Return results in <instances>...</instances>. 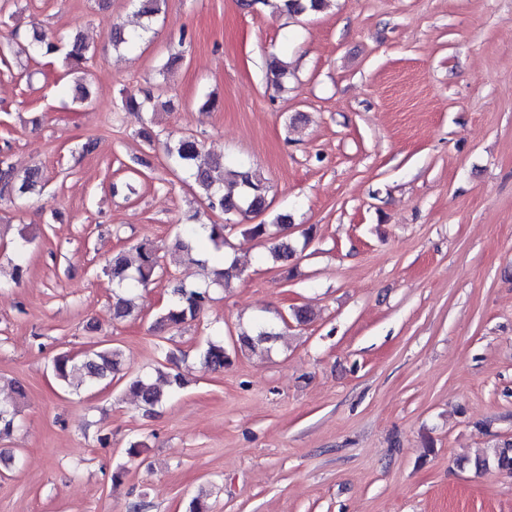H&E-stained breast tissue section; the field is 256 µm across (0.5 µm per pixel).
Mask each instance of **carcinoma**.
Listing matches in <instances>:
<instances>
[{"instance_id": "1", "label": "carcinoma", "mask_w": 512, "mask_h": 512, "mask_svg": "<svg viewBox=\"0 0 512 512\" xmlns=\"http://www.w3.org/2000/svg\"><path fill=\"white\" fill-rule=\"evenodd\" d=\"M272 12L295 16L306 12H320L328 6L329 0H257ZM65 43L67 50L63 60L68 71L81 68L87 60L88 47L80 37L75 35L67 38L61 34L50 37L37 32L21 51L28 54L51 55L60 50L59 43ZM121 106L137 112H148L155 108L152 92L148 89L140 94L119 91ZM166 155L173 165L189 175L193 181L195 199L208 210L224 215L228 220L235 215L257 213L268 207V187L261 174L243 162H227L224 157L202 152L195 139L183 137L165 146ZM42 173L34 168L20 177L8 155H0V198L23 197L41 184ZM238 228V224H205L203 229L207 235L212 252H224L227 243L226 233ZM243 233L259 238L268 247L274 262L284 267L295 254L288 241L281 239L271 231L269 224H248ZM197 237V227L189 224L178 232L171 245V251L191 255L192 241ZM31 238L26 234L19 235L16 243L15 263L10 272V279L18 282L23 269L24 259ZM162 259L159 249L151 242H141L128 250L112 253L103 274L115 281L118 292L113 295L112 309L115 317L122 319L134 310L133 293L138 288H145L160 280ZM203 267H210L211 283L227 288L233 277L239 273L237 262L229 266L211 263V258L197 260ZM210 300L208 289L194 284L179 282L171 289L169 303L158 318V323L169 330H179L182 325L195 319L207 306ZM278 323L262 321L251 329L238 334L233 346L228 348L224 338L215 336L209 339L201 354L202 366L212 372H219L233 363V356L242 354H262L269 350L268 344L277 336ZM122 354L114 347H96L87 350L83 356L74 357L68 352L58 354L51 364L56 380L63 386L70 387L74 383H84L92 388L101 382L114 378L121 371ZM186 380L179 371L156 370V375L144 374L133 377L127 389L144 407L149 410L164 403L171 394L185 387ZM15 394L14 401L0 403V436L10 434L19 413V403L25 398L24 386L15 381L12 383ZM475 469L484 470L490 466L498 471L512 472V441L503 442L490 448L483 458L474 463Z\"/></svg>"}]
</instances>
